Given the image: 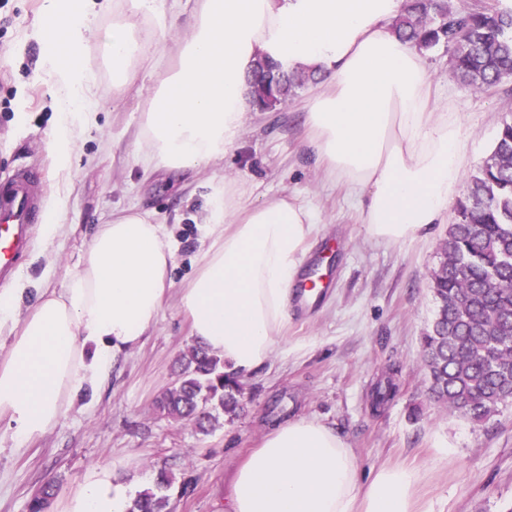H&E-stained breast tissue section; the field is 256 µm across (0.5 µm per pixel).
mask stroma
Instances as JSON below:
<instances>
[{
  "instance_id": "1",
  "label": "stroma",
  "mask_w": 512,
  "mask_h": 512,
  "mask_svg": "<svg viewBox=\"0 0 512 512\" xmlns=\"http://www.w3.org/2000/svg\"><path fill=\"white\" fill-rule=\"evenodd\" d=\"M45 0H9L0 9V177L21 165L44 169L47 206H59L61 228L47 240L32 227V245L13 276L31 288L63 287L96 225L137 206L153 211L175 247L173 284L142 344L121 359L104 390L83 400L34 439L24 454L0 451V512H28L45 483L57 492L49 512L91 467L149 485L158 470L192 491L172 497L171 512H222L240 459L273 428L298 417L334 428L356 454L363 474L386 464L421 470L432 512H512V406L476 426L434 401L421 361V338L436 313L432 273L455 208L425 238L393 246L371 241L357 200L316 161L301 122L312 85L276 111H250L225 159L176 179L144 178L135 156L141 115L158 73L141 70L117 86L104 34L111 10L100 11L83 45L94 111L84 114L70 168L56 163L52 140L59 91L47 69ZM435 97L452 104L468 139L465 173L492 152L501 122L512 114V82L477 91L453 74L445 48L423 54ZM236 180L246 203L287 196L311 207L316 229L307 258L336 250V277L319 305L290 310L269 360L248 374L242 412L202 434L161 412L156 402L174 384V364L195 340L179 308L207 247L201 226L212 185Z\"/></svg>"
}]
</instances>
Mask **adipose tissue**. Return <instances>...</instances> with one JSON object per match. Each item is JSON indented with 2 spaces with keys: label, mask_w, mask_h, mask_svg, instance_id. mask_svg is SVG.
<instances>
[{
  "label": "adipose tissue",
  "mask_w": 512,
  "mask_h": 512,
  "mask_svg": "<svg viewBox=\"0 0 512 512\" xmlns=\"http://www.w3.org/2000/svg\"><path fill=\"white\" fill-rule=\"evenodd\" d=\"M105 36L124 83L152 39L157 0H125ZM402 0H193L175 62L160 79L136 141L145 172H195L224 158L250 108L245 79L257 59L280 70H318L304 126L319 164L361 201L369 237L391 246L429 235L461 185L464 144L448 105L435 101L420 51L392 22ZM67 37L53 66L66 92L54 133L61 165L72 125L88 112L82 42L93 12L77 0H46ZM307 206L280 197L244 204L232 181L214 187L202 231L212 243L179 297L195 339L245 375L264 364L288 319L290 286L314 231ZM173 243L147 212L99 225L63 288L0 289V421L9 449L25 451L96 395L113 363L138 347L171 284ZM422 473L387 465L362 475L349 445L315 418L269 432L237 466L226 512H431ZM138 487L97 466L62 512H127Z\"/></svg>",
  "instance_id": "1"
}]
</instances>
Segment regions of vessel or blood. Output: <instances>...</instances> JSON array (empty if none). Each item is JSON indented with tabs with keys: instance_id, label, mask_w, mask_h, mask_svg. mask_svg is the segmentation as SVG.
Returning a JSON list of instances; mask_svg holds the SVG:
<instances>
[{
	"instance_id": "vessel-or-blood-1",
	"label": "vessel or blood",
	"mask_w": 512,
	"mask_h": 512,
	"mask_svg": "<svg viewBox=\"0 0 512 512\" xmlns=\"http://www.w3.org/2000/svg\"><path fill=\"white\" fill-rule=\"evenodd\" d=\"M47 181L38 170L22 166L0 179V277L13 272L30 244L32 225L45 221ZM327 283L305 272L294 284L292 299L301 308L317 304Z\"/></svg>"
}]
</instances>
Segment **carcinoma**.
I'll list each match as a JSON object with an SVG mask.
<instances>
[{
    "label": "carcinoma",
    "mask_w": 512,
    "mask_h": 512,
    "mask_svg": "<svg viewBox=\"0 0 512 512\" xmlns=\"http://www.w3.org/2000/svg\"><path fill=\"white\" fill-rule=\"evenodd\" d=\"M394 33L421 50L443 45L456 76L488 91L512 79V10L475 4L457 10L448 0H405ZM265 60L247 78L253 105L275 110L305 79ZM461 220L448 226L442 259L432 274L437 314L422 336L423 362L434 398L481 426L512 405V119L505 120L489 157L466 180ZM177 379L161 401L167 414L208 434L243 409L244 382L201 344L177 361ZM173 477L157 473L128 512H169ZM55 484L41 487L28 512H42Z\"/></svg>",
    "instance_id": "obj_1"
}]
</instances>
